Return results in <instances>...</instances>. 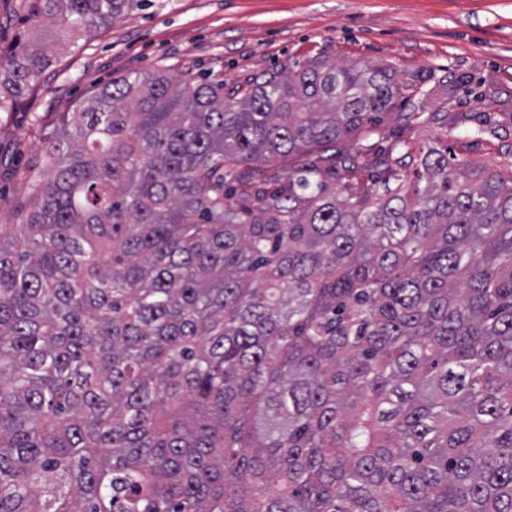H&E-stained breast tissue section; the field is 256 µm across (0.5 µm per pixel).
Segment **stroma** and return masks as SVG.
I'll return each instance as SVG.
<instances>
[{"mask_svg":"<svg viewBox=\"0 0 512 512\" xmlns=\"http://www.w3.org/2000/svg\"><path fill=\"white\" fill-rule=\"evenodd\" d=\"M41 0H0V47L35 40ZM53 64L22 103L0 112V225L21 223L26 187L48 175L61 115L131 71L211 70L226 86L295 62L392 66L421 86L422 116L397 103L374 132L336 144L369 171L392 151L447 148L499 168L512 154V0H149L79 41H53Z\"/></svg>","mask_w":512,"mask_h":512,"instance_id":"1","label":"stroma"}]
</instances>
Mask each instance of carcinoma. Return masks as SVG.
Returning <instances> with one entry per match:
<instances>
[{"label":"carcinoma","instance_id":"obj_1","mask_svg":"<svg viewBox=\"0 0 512 512\" xmlns=\"http://www.w3.org/2000/svg\"><path fill=\"white\" fill-rule=\"evenodd\" d=\"M144 0H41L69 40ZM52 65L0 50V109ZM313 59L130 72L0 228V512H512V154L304 156L410 100ZM308 157L304 158H293L292 160H286L285 162H277V163H267L264 160L251 162L246 165L244 168H247L251 171L260 172V175H256L255 179H269L274 178L279 181L286 180L288 178V173L291 171L293 167L300 166Z\"/></svg>","mask_w":512,"mask_h":512}]
</instances>
